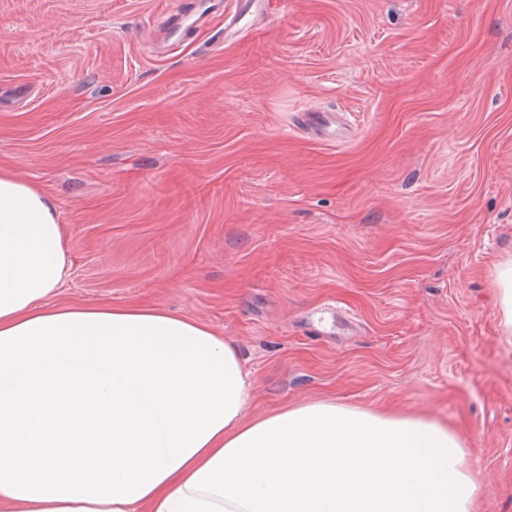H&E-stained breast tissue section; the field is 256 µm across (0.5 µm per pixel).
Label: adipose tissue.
<instances>
[{"mask_svg": "<svg viewBox=\"0 0 512 512\" xmlns=\"http://www.w3.org/2000/svg\"><path fill=\"white\" fill-rule=\"evenodd\" d=\"M68 267L53 202L0 173V512H475L446 425L332 399L250 416L233 343L59 303Z\"/></svg>", "mask_w": 512, "mask_h": 512, "instance_id": "adipose-tissue-1", "label": "adipose tissue"}]
</instances>
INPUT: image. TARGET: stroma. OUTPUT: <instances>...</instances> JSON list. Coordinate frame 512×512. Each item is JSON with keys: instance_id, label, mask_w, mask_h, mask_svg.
I'll list each match as a JSON object with an SVG mask.
<instances>
[{"instance_id": "obj_1", "label": "stroma", "mask_w": 512, "mask_h": 512, "mask_svg": "<svg viewBox=\"0 0 512 512\" xmlns=\"http://www.w3.org/2000/svg\"><path fill=\"white\" fill-rule=\"evenodd\" d=\"M195 5L0 0V172L56 206L59 301L208 324L255 415L436 419L512 512V0H284L168 50ZM494 286L497 288L501 325L506 333L512 334V256L497 265Z\"/></svg>"}]
</instances>
